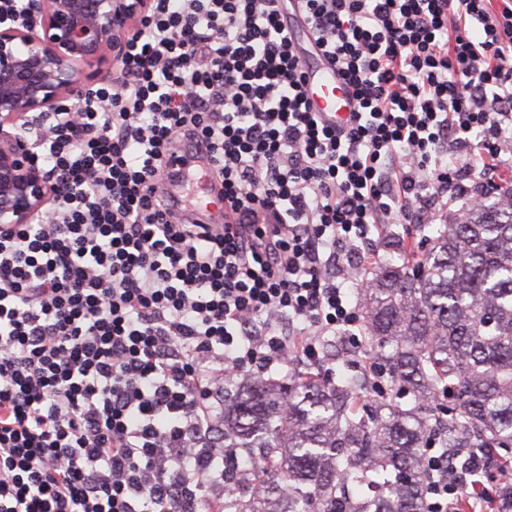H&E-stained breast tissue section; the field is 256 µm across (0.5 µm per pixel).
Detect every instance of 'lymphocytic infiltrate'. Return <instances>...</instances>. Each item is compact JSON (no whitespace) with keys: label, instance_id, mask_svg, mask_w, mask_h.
<instances>
[{"label":"lymphocytic infiltrate","instance_id":"f902f5d3","mask_svg":"<svg viewBox=\"0 0 512 512\" xmlns=\"http://www.w3.org/2000/svg\"><path fill=\"white\" fill-rule=\"evenodd\" d=\"M353 89L311 111L294 29ZM122 83L34 119L67 194L0 229V512H224V382L363 351L350 270L386 224L459 206L469 169H512V0H153ZM229 224L166 208L179 146ZM468 458L428 456L426 512L466 500ZM196 167L203 168L207 174V188H206V196L213 194L216 195V192L212 189V183L210 177L208 175L206 165L204 162L198 157L196 154H192L189 149L180 150L171 162L170 168L175 169L178 174L187 173L188 170H192Z\"/></svg>","mask_w":512,"mask_h":512}]
</instances>
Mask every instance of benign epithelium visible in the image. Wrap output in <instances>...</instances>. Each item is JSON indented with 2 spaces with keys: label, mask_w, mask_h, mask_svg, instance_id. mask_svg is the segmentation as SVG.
I'll list each match as a JSON object with an SVG mask.
<instances>
[{
  "label": "benign epithelium",
  "mask_w": 512,
  "mask_h": 512,
  "mask_svg": "<svg viewBox=\"0 0 512 512\" xmlns=\"http://www.w3.org/2000/svg\"><path fill=\"white\" fill-rule=\"evenodd\" d=\"M151 0H29L16 16L0 15V227L39 224L65 193L33 160L21 134L37 113L75 111L92 87L112 82L125 33Z\"/></svg>",
  "instance_id": "benign-epithelium-1"
}]
</instances>
